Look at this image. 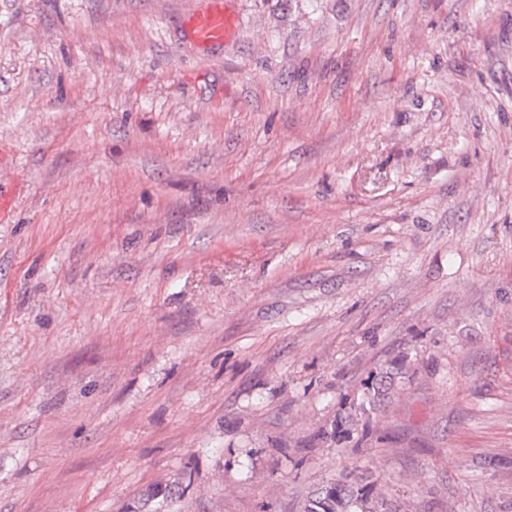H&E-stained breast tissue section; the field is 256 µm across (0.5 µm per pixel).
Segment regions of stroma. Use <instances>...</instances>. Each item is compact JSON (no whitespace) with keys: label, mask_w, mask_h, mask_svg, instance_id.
Segmentation results:
<instances>
[{"label":"stroma","mask_w":512,"mask_h":512,"mask_svg":"<svg viewBox=\"0 0 512 512\" xmlns=\"http://www.w3.org/2000/svg\"><path fill=\"white\" fill-rule=\"evenodd\" d=\"M202 2L0 0V512H512V0ZM205 1V5L187 19L188 35L202 48L223 44L233 31L232 20L224 12V1ZM397 374L393 370L387 369L385 372L382 371L372 378L371 387L368 390L373 403L377 401L380 403L387 398ZM360 485L349 483L348 479L327 483L311 493L303 512H397L383 500L381 505L377 502L368 507L372 485L369 482Z\"/></svg>","instance_id":"obj_1"}]
</instances>
